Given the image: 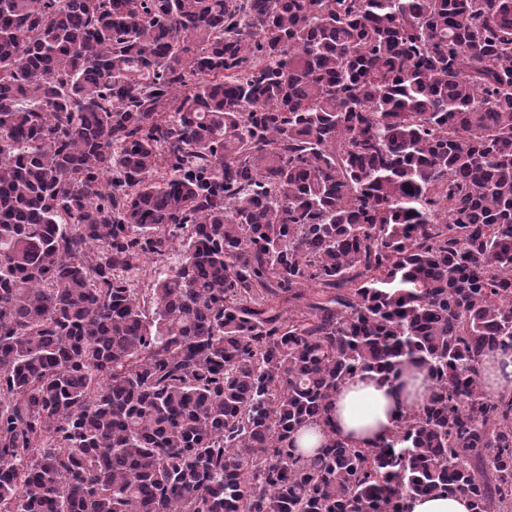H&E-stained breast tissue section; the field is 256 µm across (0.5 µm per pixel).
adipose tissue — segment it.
I'll list each match as a JSON object with an SVG mask.
<instances>
[{
  "label": "adipose tissue",
  "instance_id": "1",
  "mask_svg": "<svg viewBox=\"0 0 512 512\" xmlns=\"http://www.w3.org/2000/svg\"><path fill=\"white\" fill-rule=\"evenodd\" d=\"M425 394L424 377L417 371L396 380L354 378L336 393L333 428L353 446H376L394 431L397 417L422 403Z\"/></svg>",
  "mask_w": 512,
  "mask_h": 512
}]
</instances>
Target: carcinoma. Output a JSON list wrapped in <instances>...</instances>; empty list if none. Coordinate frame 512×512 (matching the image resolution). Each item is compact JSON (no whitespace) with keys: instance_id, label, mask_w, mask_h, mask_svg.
<instances>
[{"instance_id":"cac0c4a2","label":"carcinoma","mask_w":512,"mask_h":512,"mask_svg":"<svg viewBox=\"0 0 512 512\" xmlns=\"http://www.w3.org/2000/svg\"><path fill=\"white\" fill-rule=\"evenodd\" d=\"M489 353L512 0H0V512H508ZM408 365L422 405L336 435ZM425 394L423 374L417 371L394 381L375 374L356 377L336 392L333 428L353 446H376L394 431L396 418L422 403ZM406 512H473L469 498L463 494L415 497L407 500Z\"/></svg>"}]
</instances>
